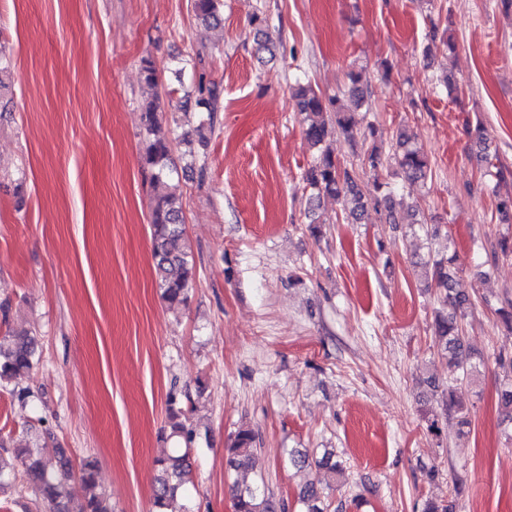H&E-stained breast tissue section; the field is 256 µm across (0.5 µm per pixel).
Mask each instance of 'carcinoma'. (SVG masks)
<instances>
[{
    "instance_id": "carcinoma-1",
    "label": "carcinoma",
    "mask_w": 512,
    "mask_h": 512,
    "mask_svg": "<svg viewBox=\"0 0 512 512\" xmlns=\"http://www.w3.org/2000/svg\"><path fill=\"white\" fill-rule=\"evenodd\" d=\"M220 0H193V11L198 20L205 24L219 22ZM251 23L260 26L257 50L273 52V41L264 30L268 18L259 14ZM141 74L144 84L151 91V98L144 107L146 139L140 156L141 164L150 170L154 196L150 210L152 227V251L156 260L155 273L163 299L172 309L186 305L193 288V266L188 260L183 209L180 196L174 192L172 143L156 135L158 112L161 99V82L154 63L143 60ZM347 98H326L312 84L306 81L297 85L293 98L297 111L303 115L304 134L314 146L323 144L336 131L351 134L355 126V109L365 103L364 90L360 85L361 75L351 71L348 74ZM220 87L205 75L198 76L193 93L196 111L201 120L196 132L206 140L204 131L214 128L216 113L220 109ZM471 136L482 146L481 162L485 173L497 176L494 160L497 156L488 152V137L485 127L478 123L471 130ZM364 140L370 142L362 163L376 170L390 159L395 160L401 176L409 183L427 178L430 172L428 155L412 145L404 132L396 134L392 154L387 155L379 142L378 129L368 126ZM305 187L311 191V199L331 197L345 205L347 217L358 221L368 207L381 209L389 224L400 223L392 192H381V185L373 190L362 188L330 149L326 148L309 164L302 176ZM456 256L447 259L424 262L428 270L426 287L435 290L442 305L435 319V337L441 352L448 357L450 382L456 383L469 378L476 369L473 356L464 336V321L474 306L471 295L456 288ZM36 338L28 334L0 335V389L6 390L18 402L25 404L31 397L28 388L20 385L35 364ZM498 363L503 375L499 382L498 404L501 423L512 426V356L501 355ZM167 418L169 438L177 442L158 460V475L153 490L154 506L158 512H185L181 499L188 484L193 482L192 451L196 442V431L189 423L187 410L181 407L176 397L168 400ZM256 445L253 429L243 427L234 435L226 449V465L240 471L249 467ZM14 458L21 464L26 476V489L32 501L44 503L49 512H73L71 503L78 500V512H112L106 494L100 489L97 479V464L93 460L81 463L78 476H73V467L57 448L44 444L24 445L12 449ZM288 464L297 469L315 468L317 479L302 485L297 494L300 505L297 512H330L332 502L327 489L331 483L344 476V463L336 456L333 448L320 452L291 448L288 450ZM234 512H277L285 505H276L265 492L264 486L248 480L246 476L235 480L230 486Z\"/></svg>"
}]
</instances>
